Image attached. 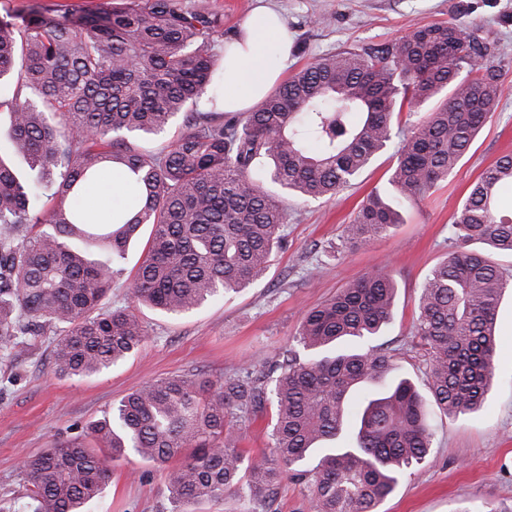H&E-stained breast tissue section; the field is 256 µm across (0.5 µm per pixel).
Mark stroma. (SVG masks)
Here are the masks:
<instances>
[{
  "instance_id": "35a3bbf8",
  "label": "stroma",
  "mask_w": 512,
  "mask_h": 512,
  "mask_svg": "<svg viewBox=\"0 0 512 512\" xmlns=\"http://www.w3.org/2000/svg\"><path fill=\"white\" fill-rule=\"evenodd\" d=\"M113 0H0V17L63 12L80 17ZM189 8L218 15L225 37L259 4L277 10L291 41L292 69L342 49H367L404 36L413 27L448 22L481 28L497 49L483 66L501 77L504 93L496 112L447 181L404 213L403 224L371 244H343L342 231L369 195L389 189L388 169L399 139L334 199L287 200L288 245L266 275L238 293L219 296L182 315L135 306L127 278L145 256L150 226H142L126 252L124 274L107 303L134 308L148 338L140 350L87 378L56 376L52 339L38 338L24 353L0 361V499L22 501L16 478L21 454L48 447L57 436L101 417L127 393L152 380L195 369L232 374L243 363L262 365L294 348L303 314L365 273L382 267L397 283L392 320L372 345L395 354L396 374L422 384L423 363L412 352V324L420 285L449 252L453 211L490 164L512 153V0H185ZM336 245L335 261L309 274V252ZM496 374L483 407L451 420L431 411L430 463L401 478L379 512H512V292L501 298L496 321ZM179 460L150 466L130 459L113 466L105 498L92 512H161V491Z\"/></svg>"
}]
</instances>
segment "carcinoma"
Masks as SVG:
<instances>
[{"label": "carcinoma", "mask_w": 512, "mask_h": 512, "mask_svg": "<svg viewBox=\"0 0 512 512\" xmlns=\"http://www.w3.org/2000/svg\"><path fill=\"white\" fill-rule=\"evenodd\" d=\"M218 16L182 0H124L79 24L0 19V360L55 336L54 371L90 377L134 355L148 333L127 308L105 306L130 240L151 225L130 281L133 301L191 312L258 281L288 244L286 197H335L396 133L395 117L426 103L403 133L390 192L364 201L343 242L365 246L452 174L495 112L500 74L475 68L495 43L451 23L420 25L380 48L329 53L297 70L250 112L220 108ZM212 108L196 109L205 94ZM183 132L156 150L128 135ZM131 174L134 195L95 224L78 206L104 169ZM512 155L471 185L452 216L454 249L423 279L411 335L425 382L450 419L481 408L495 375V323L508 276L475 243L512 255ZM55 205L41 218L40 200ZM48 229H43V226ZM397 285L368 272L308 310L266 368L213 378L196 370L125 395L78 435L25 456L27 512H86L112 465L185 458L164 489L168 512L236 497L265 512L285 477L306 482L314 512H377L408 469L431 459L425 402L408 378L387 382L393 354L365 341L392 318ZM271 405L269 452L233 440Z\"/></svg>", "instance_id": "obj_1"}]
</instances>
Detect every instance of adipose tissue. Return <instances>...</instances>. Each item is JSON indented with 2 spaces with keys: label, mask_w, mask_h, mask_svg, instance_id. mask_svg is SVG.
<instances>
[{
  "label": "adipose tissue",
  "mask_w": 512,
  "mask_h": 512,
  "mask_svg": "<svg viewBox=\"0 0 512 512\" xmlns=\"http://www.w3.org/2000/svg\"><path fill=\"white\" fill-rule=\"evenodd\" d=\"M279 51L277 64H269L270 48ZM290 58L288 32L271 9L262 7L241 23L237 40L224 51V109L243 112L261 100L279 81ZM125 172L101 173L88 184L81 205L96 221H104L113 197L128 189Z\"/></svg>",
  "instance_id": "ef3b65f1"
}]
</instances>
